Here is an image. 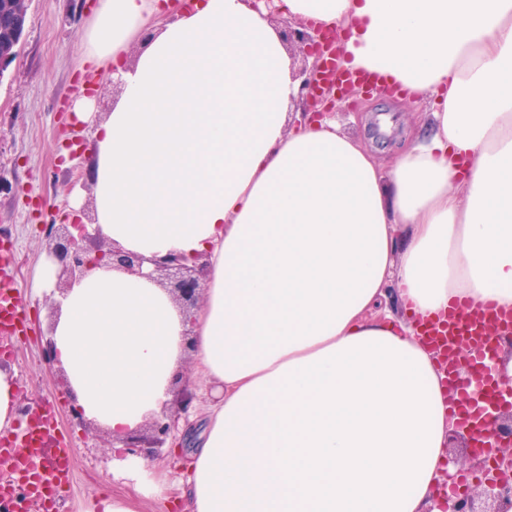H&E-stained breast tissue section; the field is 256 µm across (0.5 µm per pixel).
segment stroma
I'll return each mask as SVG.
<instances>
[{
  "label": "stroma",
  "instance_id": "1",
  "mask_svg": "<svg viewBox=\"0 0 512 512\" xmlns=\"http://www.w3.org/2000/svg\"><path fill=\"white\" fill-rule=\"evenodd\" d=\"M99 0H31L30 24L8 76L0 81V228L13 245L0 276L20 289L26 311V334L0 346L14 367L22 400L52 406L57 425L75 442L74 482L52 512H95L101 496H122L133 512H159L157 502L135 491L107 436L74 424L69 400L60 394L58 373L42 358L54 320L46 295L34 280L45 258V224L59 219L74 194L82 209L93 210V189L72 176L86 166L90 148L67 155L72 137L70 112L80 97L84 73L78 65L79 38ZM333 117L342 129L361 139L380 158L397 155L415 122L398 96L358 95L339 101Z\"/></svg>",
  "mask_w": 512,
  "mask_h": 512
}]
</instances>
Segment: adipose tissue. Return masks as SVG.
<instances>
[{
  "mask_svg": "<svg viewBox=\"0 0 512 512\" xmlns=\"http://www.w3.org/2000/svg\"><path fill=\"white\" fill-rule=\"evenodd\" d=\"M339 64L428 110L391 164L295 115L280 27L248 0H99L82 63L122 82L88 125L92 233L206 254L194 338L154 281L93 267L51 331L86 419L160 412L185 355L215 388L183 512H439L459 422L420 325L512 307V0H282ZM135 62H128L132 45Z\"/></svg>",
  "mask_w": 512,
  "mask_h": 512,
  "instance_id": "1",
  "label": "adipose tissue"
}]
</instances>
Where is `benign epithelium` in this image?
I'll return each instance as SVG.
<instances>
[{
	"instance_id": "1",
	"label": "benign epithelium",
	"mask_w": 512,
	"mask_h": 512,
	"mask_svg": "<svg viewBox=\"0 0 512 512\" xmlns=\"http://www.w3.org/2000/svg\"><path fill=\"white\" fill-rule=\"evenodd\" d=\"M30 0H15L10 9H0V31L11 33L10 41L0 42V80L16 60L29 22ZM288 28V51L301 56L295 70L299 80V102L303 104L301 117L323 118L336 108V83L325 70L322 44H327L331 56L340 55L336 38L311 35L301 23L284 22ZM46 256L58 265L56 291L64 294L82 278L91 267L103 262L134 275H143V267L152 265L148 278L170 294L180 306L188 322L200 307V299L209 283L208 266L203 255L187 258L171 253L163 259H147L126 251L98 235L87 231V225L63 218L59 224L45 225ZM502 396L493 415L494 428L487 446L497 450V469L477 493L466 497L448 498L440 503L442 512H512V378L505 377ZM173 406L152 415L135 430L112 435V447L121 448V457L158 458L161 449L178 433L181 414L192 402V394L183 384L182 373H177L171 384Z\"/></svg>"
}]
</instances>
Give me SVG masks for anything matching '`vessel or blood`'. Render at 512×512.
<instances>
[{
	"mask_svg": "<svg viewBox=\"0 0 512 512\" xmlns=\"http://www.w3.org/2000/svg\"><path fill=\"white\" fill-rule=\"evenodd\" d=\"M25 313L18 294L12 289L0 290V329L19 334L23 330ZM512 331V310L504 311L486 305L475 313L456 310L430 321L425 332L438 351L442 362L454 364L459 345H468L469 365L484 389L480 405L463 417L478 436L492 428V408L499 393L496 376L489 370L490 338L497 333ZM74 450L58 435L51 417H42L37 428H25L20 442H0V505L34 497L54 502L73 480Z\"/></svg>",
	"mask_w": 512,
	"mask_h": 512,
	"instance_id": "obj_1",
	"label": "vessel or blood"
}]
</instances>
